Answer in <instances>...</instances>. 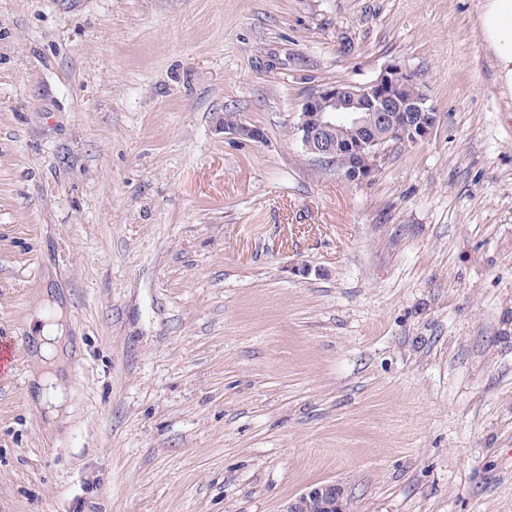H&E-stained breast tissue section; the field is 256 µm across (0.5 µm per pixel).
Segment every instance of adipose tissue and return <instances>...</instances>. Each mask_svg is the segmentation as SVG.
<instances>
[{
  "instance_id": "adipose-tissue-1",
  "label": "adipose tissue",
  "mask_w": 512,
  "mask_h": 512,
  "mask_svg": "<svg viewBox=\"0 0 512 512\" xmlns=\"http://www.w3.org/2000/svg\"><path fill=\"white\" fill-rule=\"evenodd\" d=\"M480 23L483 40L495 56L499 79L512 90V0H481Z\"/></svg>"
}]
</instances>
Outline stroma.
Instances as JSON below:
<instances>
[{"instance_id": "1", "label": "stroma", "mask_w": 512, "mask_h": 512, "mask_svg": "<svg viewBox=\"0 0 512 512\" xmlns=\"http://www.w3.org/2000/svg\"><path fill=\"white\" fill-rule=\"evenodd\" d=\"M479 13L0 0V512H283L332 481L350 512H512V91ZM391 62L439 121L349 180L298 113ZM239 121L240 120L238 119L236 113H234V112L225 113L224 125H228V126H224L225 133L242 136V137L249 138V139L256 140V141L263 139L264 134L260 128L255 127V126H250V125H247V124H245L243 122H239ZM237 122H239V123L237 125H234ZM229 125H234V126H229ZM37 318L39 320L36 323V328L39 332V335L36 336L38 341L37 358L55 367L61 356L60 342L63 337L62 330H60L58 325L49 323L48 319L42 314H38Z\"/></svg>"}]
</instances>
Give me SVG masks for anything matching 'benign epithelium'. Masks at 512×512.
<instances>
[{
	"label": "benign epithelium",
	"mask_w": 512,
	"mask_h": 512,
	"mask_svg": "<svg viewBox=\"0 0 512 512\" xmlns=\"http://www.w3.org/2000/svg\"><path fill=\"white\" fill-rule=\"evenodd\" d=\"M398 75L419 84L413 72L399 64H390L367 84H329L308 96L297 123L305 151L338 167L346 178L363 180L378 168L389 145L416 144L426 139L438 123V112L429 103L424 88L411 96L405 95L403 86L396 82ZM344 126L358 135L331 138V130ZM224 132L256 141L264 137L260 128L243 122L224 127ZM366 153L375 162L371 168L362 169L356 161ZM345 496V488L336 482L318 484L290 500L282 512H349Z\"/></svg>",
	"instance_id": "benign-epithelium-1"
}]
</instances>
